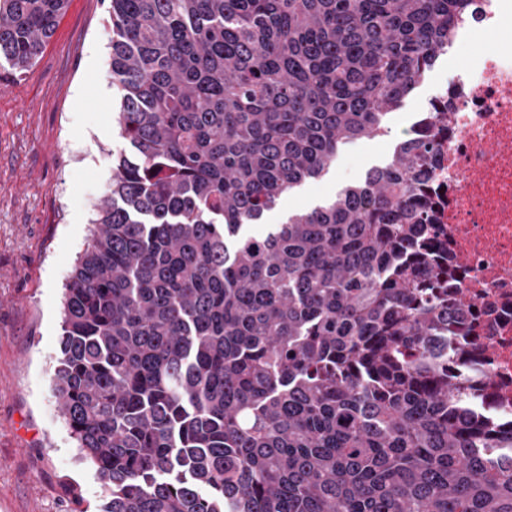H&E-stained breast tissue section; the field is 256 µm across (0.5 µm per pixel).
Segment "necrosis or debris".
Returning <instances> with one entry per match:
<instances>
[{
  "mask_svg": "<svg viewBox=\"0 0 512 512\" xmlns=\"http://www.w3.org/2000/svg\"><path fill=\"white\" fill-rule=\"evenodd\" d=\"M511 24L512 0H476L456 23L463 63L432 98L448 122L427 114L415 124L438 145L427 208L430 233L451 258L441 278L470 303L448 325L449 368L504 431L512 429V54L475 44Z\"/></svg>",
  "mask_w": 512,
  "mask_h": 512,
  "instance_id": "4bbe7bcc",
  "label": "necrosis or debris"
}]
</instances>
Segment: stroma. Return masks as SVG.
Wrapping results in <instances>:
<instances>
[{"instance_id": "35a3bbf8", "label": "stroma", "mask_w": 512, "mask_h": 512, "mask_svg": "<svg viewBox=\"0 0 512 512\" xmlns=\"http://www.w3.org/2000/svg\"><path fill=\"white\" fill-rule=\"evenodd\" d=\"M110 0H71L36 63L0 81V512H99L103 483L79 459L52 388L64 284L112 181L116 90L109 78ZM444 55L387 136L344 145L330 172L283 195L254 236L363 180L457 69ZM75 487L71 501L64 485Z\"/></svg>"}]
</instances>
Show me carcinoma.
<instances>
[{
    "label": "carcinoma",
    "instance_id": "cac0c4a2",
    "mask_svg": "<svg viewBox=\"0 0 512 512\" xmlns=\"http://www.w3.org/2000/svg\"><path fill=\"white\" fill-rule=\"evenodd\" d=\"M128 149L65 285L53 390L101 512H512V434L448 377L431 139L267 234L448 53L472 0H110ZM69 0H0L34 64Z\"/></svg>",
    "mask_w": 512,
    "mask_h": 512
}]
</instances>
